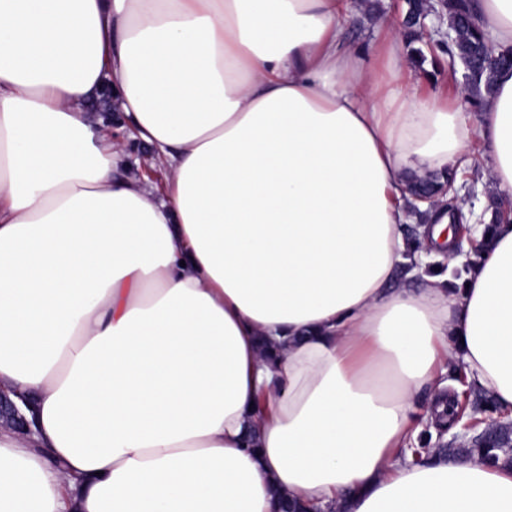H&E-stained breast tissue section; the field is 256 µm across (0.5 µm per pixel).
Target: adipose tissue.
<instances>
[{
  "label": "adipose tissue",
  "mask_w": 512,
  "mask_h": 512,
  "mask_svg": "<svg viewBox=\"0 0 512 512\" xmlns=\"http://www.w3.org/2000/svg\"><path fill=\"white\" fill-rule=\"evenodd\" d=\"M512 47V0H477ZM353 0H0V512H512V467L401 455L461 362L512 412V219L462 294L448 206L405 262L410 177L485 149L512 204V69L479 124L415 92ZM111 84L168 170L120 174ZM83 112L95 134L105 130L124 144L126 173L145 179L155 194L161 196L167 172L155 161L153 148L131 135L130 121L120 111L116 98L108 93L92 95L85 101ZM6 427L19 432H31V424L17 406L0 391V428Z\"/></svg>",
  "instance_id": "obj_1"
}]
</instances>
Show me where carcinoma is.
Wrapping results in <instances>:
<instances>
[{"label":"carcinoma","instance_id":"1","mask_svg":"<svg viewBox=\"0 0 512 512\" xmlns=\"http://www.w3.org/2000/svg\"><path fill=\"white\" fill-rule=\"evenodd\" d=\"M442 12L447 16L450 40L438 45V49L448 53L460 62L464 69L466 90L469 91L468 102L476 109H481L483 99L494 91L495 75L498 70L512 66V49L496 51L494 44L486 37L480 24V17L473 8V0H443L440 4ZM432 9L429 0H406V10L402 19V33L409 48L411 62L422 67L426 61L439 66L435 51L431 57L414 47L422 40L420 19L426 17ZM457 172L448 174L444 182L430 177L413 178L409 182V191L418 193L426 191L433 198L445 192V184L456 181ZM498 413L497 404L490 394L467 388L455 395V418H467L478 428L471 439L456 448L440 446L431 448V436L418 437V443L410 449L412 463L418 464L423 457L435 452L456 456H479L484 460L496 463L500 460L512 465V457L504 451V446L512 441V431L494 422Z\"/></svg>","mask_w":512,"mask_h":512}]
</instances>
